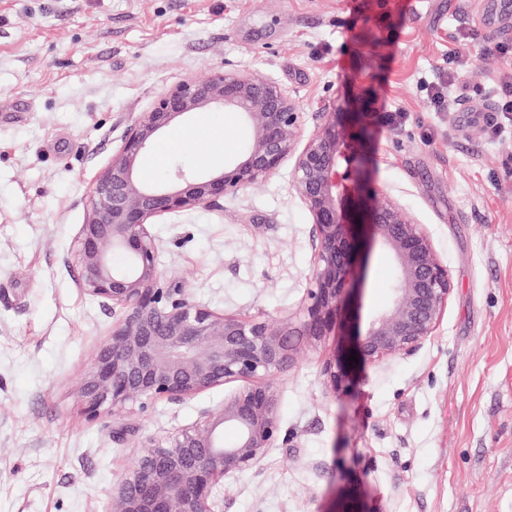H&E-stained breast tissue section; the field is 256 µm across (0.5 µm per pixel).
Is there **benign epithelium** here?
Returning a JSON list of instances; mask_svg holds the SVG:
<instances>
[{
  "mask_svg": "<svg viewBox=\"0 0 512 512\" xmlns=\"http://www.w3.org/2000/svg\"><path fill=\"white\" fill-rule=\"evenodd\" d=\"M232 111L248 130L237 155L203 174L178 166L155 180L141 159L176 123L203 110ZM350 105L325 113L303 145L301 117L288 90L234 69L187 78L163 92L126 133L89 195L75 253L83 292L120 319L79 384L91 420L118 421L158 400L181 401L238 382L224 402L163 438L149 437L113 485L107 512H216L217 481L255 466L280 435L272 378L301 348L351 337L365 363L419 348L434 335L453 291L448 265L423 224L400 201L371 186L366 130L345 120ZM292 161L293 189L310 215L314 265L292 316L238 317L195 302L158 270L148 226L237 195ZM391 262L389 305L361 325L360 298L374 246ZM350 361L324 372L333 392L350 384ZM236 431L231 444L224 430ZM331 512H372L353 496Z\"/></svg>",
  "mask_w": 512,
  "mask_h": 512,
  "instance_id": "benign-epithelium-1",
  "label": "benign epithelium"
}]
</instances>
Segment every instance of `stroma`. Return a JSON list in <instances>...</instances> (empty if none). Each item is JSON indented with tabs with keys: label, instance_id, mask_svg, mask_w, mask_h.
Here are the masks:
<instances>
[{
	"label": "stroma",
	"instance_id": "1",
	"mask_svg": "<svg viewBox=\"0 0 512 512\" xmlns=\"http://www.w3.org/2000/svg\"><path fill=\"white\" fill-rule=\"evenodd\" d=\"M476 0H0V512H105L138 444L223 402L216 387L128 417L89 420L77 388L118 321L78 285L89 191L126 130L191 75L239 69L286 88L310 134L333 105L365 113L376 187L424 224L452 275L434 334L355 369L335 393L334 337L276 374L282 433L220 480V512H330L357 489L374 512H512V130L493 108L512 83V31L470 20ZM463 65L448 77V60ZM444 87L435 104L427 86ZM196 123L236 155L237 113ZM165 277L245 317L295 310L313 269L290 167L216 205L156 219ZM373 250L362 316L390 302Z\"/></svg>",
	"mask_w": 512,
	"mask_h": 512
}]
</instances>
